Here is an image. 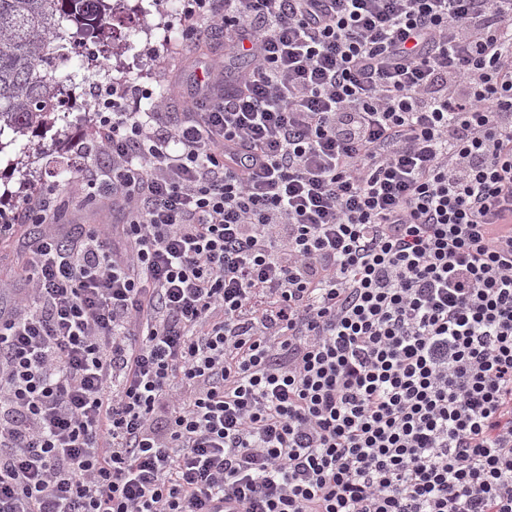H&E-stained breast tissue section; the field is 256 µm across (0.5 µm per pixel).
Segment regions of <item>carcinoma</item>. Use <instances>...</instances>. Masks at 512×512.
Returning a JSON list of instances; mask_svg holds the SVG:
<instances>
[{"mask_svg":"<svg viewBox=\"0 0 512 512\" xmlns=\"http://www.w3.org/2000/svg\"><path fill=\"white\" fill-rule=\"evenodd\" d=\"M109 0H0V153L28 132L52 130L57 111L46 102L67 88L52 60L83 39L110 35Z\"/></svg>","mask_w":512,"mask_h":512,"instance_id":"obj_1","label":"carcinoma"}]
</instances>
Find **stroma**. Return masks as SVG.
<instances>
[{
    "label": "stroma",
    "instance_id": "35a3bbf8",
    "mask_svg": "<svg viewBox=\"0 0 512 512\" xmlns=\"http://www.w3.org/2000/svg\"><path fill=\"white\" fill-rule=\"evenodd\" d=\"M112 25L113 39L96 44L100 58L108 59L114 74L137 73L151 69L154 61L151 49L162 41H169L171 55L164 66L165 82L155 88L167 111H180L183 101L193 92V77L201 73L223 49L216 40H204L195 44H183L179 22L177 0H157L150 14L125 8L115 15ZM57 72L78 77L75 89V105L69 116L70 125L66 136L31 134L32 147L38 148L35 175H26L21 166V153L11 151L0 155V216L8 218L25 207L27 200L36 191L53 186L55 207L60 223L92 224L99 221L100 211L88 197L89 189L78 178L80 160L75 144L89 136L94 128V96L81 78L88 74L85 55L74 54L59 61ZM66 168L64 177H56L58 168Z\"/></svg>",
    "mask_w": 512,
    "mask_h": 512
}]
</instances>
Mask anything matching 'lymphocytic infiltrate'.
<instances>
[{"instance_id": "obj_1", "label": "lymphocytic infiltrate", "mask_w": 512, "mask_h": 512, "mask_svg": "<svg viewBox=\"0 0 512 512\" xmlns=\"http://www.w3.org/2000/svg\"><path fill=\"white\" fill-rule=\"evenodd\" d=\"M181 26L230 64L110 78L77 146L122 223L23 242L0 512H512V0Z\"/></svg>"}]
</instances>
